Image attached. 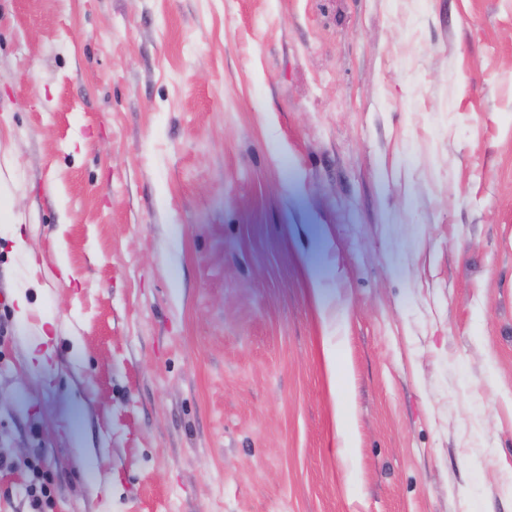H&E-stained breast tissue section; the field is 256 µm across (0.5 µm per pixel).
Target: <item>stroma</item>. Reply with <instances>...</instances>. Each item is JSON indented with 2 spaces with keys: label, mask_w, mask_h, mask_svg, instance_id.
<instances>
[{
  "label": "stroma",
  "mask_w": 512,
  "mask_h": 512,
  "mask_svg": "<svg viewBox=\"0 0 512 512\" xmlns=\"http://www.w3.org/2000/svg\"><path fill=\"white\" fill-rule=\"evenodd\" d=\"M0 176V512H512V0H0Z\"/></svg>",
  "instance_id": "stroma-1"
}]
</instances>
